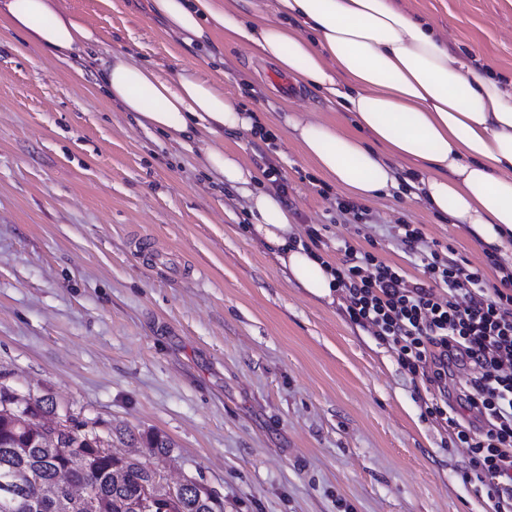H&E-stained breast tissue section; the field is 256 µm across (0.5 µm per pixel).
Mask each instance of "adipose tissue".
<instances>
[{"mask_svg":"<svg viewBox=\"0 0 512 512\" xmlns=\"http://www.w3.org/2000/svg\"><path fill=\"white\" fill-rule=\"evenodd\" d=\"M149 8L183 41L223 32L352 113V133L304 116L286 121L304 156L352 199L368 202L396 187L405 163L416 196L437 216L466 225L490 248L512 245V82L480 74L429 22L395 0H276V23L258 8L231 13L220 0H150ZM0 19L56 57L88 54L89 31L56 0H0ZM102 69L106 97L141 127L177 143L199 139L208 170L234 185L252 181L218 143L252 131L255 119L223 91L122 52ZM249 201L251 229L289 281L331 298V267L296 242L288 206L263 190Z\"/></svg>","mask_w":512,"mask_h":512,"instance_id":"adipose-tissue-1","label":"adipose tissue"}]
</instances>
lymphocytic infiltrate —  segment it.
<instances>
[{
	"mask_svg": "<svg viewBox=\"0 0 512 512\" xmlns=\"http://www.w3.org/2000/svg\"><path fill=\"white\" fill-rule=\"evenodd\" d=\"M417 224L401 227L400 242L420 261L421 279L410 281L372 252L346 247L333 274L346 294L350 321L374 328L398 363L411 373L431 368L442 384L456 362L472 367L467 395L479 426L456 433L477 477L485 482L493 512H512V273L492 293L481 272H470L443 252L422 250Z\"/></svg>",
	"mask_w": 512,
	"mask_h": 512,
	"instance_id": "f902f5d3",
	"label": "lymphocytic infiltrate"
}]
</instances>
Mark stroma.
Returning a JSON list of instances; mask_svg holds the SVG:
<instances>
[{
  "label": "stroma",
  "instance_id": "35a3bbf8",
  "mask_svg": "<svg viewBox=\"0 0 512 512\" xmlns=\"http://www.w3.org/2000/svg\"><path fill=\"white\" fill-rule=\"evenodd\" d=\"M479 71L512 79V0H398ZM92 35L59 60L0 25V384L96 421L114 450L155 432L167 479L203 484L224 512H491L466 448L427 408L438 389L352 323L344 292L307 294L248 231L249 198L206 171L198 143L137 125L99 88L122 51L223 89L271 130L224 138L253 170L280 166L294 230L422 277L397 236L422 225L467 270L500 267L463 225L400 186L339 214L344 191L290 137L291 114L352 130L313 89L283 94L276 68L223 36L185 45L148 0H59Z\"/></svg>",
  "mask_w": 512,
  "mask_h": 512
}]
</instances>
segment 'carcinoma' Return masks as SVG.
Here are the masks:
<instances>
[{
	"label": "carcinoma",
	"mask_w": 512,
	"mask_h": 512,
	"mask_svg": "<svg viewBox=\"0 0 512 512\" xmlns=\"http://www.w3.org/2000/svg\"><path fill=\"white\" fill-rule=\"evenodd\" d=\"M14 394L0 387V512H32L29 499L36 483L56 485L57 497L39 512H140L142 496L156 491L153 512H223L218 498L200 486L180 498L158 490L160 477L149 458L168 452L170 442L156 433L146 436L148 457L107 454L96 447V423L70 418L61 428L46 422L55 404L48 398L21 413L7 412L4 402ZM66 469L74 484L88 483L96 506L70 496L68 486L56 484Z\"/></svg>",
	"instance_id": "obj_1"
}]
</instances>
